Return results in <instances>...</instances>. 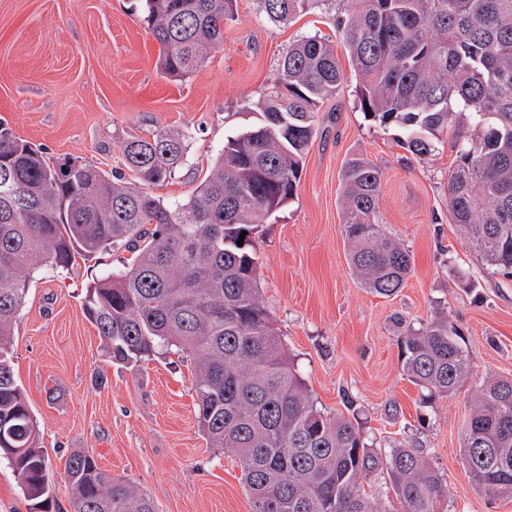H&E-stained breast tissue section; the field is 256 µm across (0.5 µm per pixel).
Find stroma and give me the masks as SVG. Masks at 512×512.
I'll return each mask as SVG.
<instances>
[{
	"label": "stroma",
	"instance_id": "obj_1",
	"mask_svg": "<svg viewBox=\"0 0 512 512\" xmlns=\"http://www.w3.org/2000/svg\"><path fill=\"white\" fill-rule=\"evenodd\" d=\"M133 2L0 0V129L51 159L105 171L120 169L124 141L183 130L184 163L152 188L167 202L187 199L225 136L255 122L291 43L339 39L323 10L283 25L257 0H237L223 43L171 81L156 70L159 45ZM355 85L348 72L320 107L293 199L253 236L261 301L319 409L356 414L378 452L418 449L447 485L448 512H512V499L477 493L461 464L471 384L426 398L405 376L398 343L403 324L445 315L464 339L474 382L512 377V280L486 270L450 222L451 143L413 157L400 128L365 117ZM355 154L380 167L383 230L413 257L390 297L364 288L346 261L340 172ZM130 257L117 245L66 270L35 271L16 320L13 371L40 430L52 512H71L65 465L82 451L138 486L157 512H251L238 458L210 447L198 428L189 357L112 360L83 310L87 286Z\"/></svg>",
	"mask_w": 512,
	"mask_h": 512
}]
</instances>
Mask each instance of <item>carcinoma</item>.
Instances as JSON below:
<instances>
[{
    "label": "carcinoma",
    "instance_id": "carcinoma-1",
    "mask_svg": "<svg viewBox=\"0 0 512 512\" xmlns=\"http://www.w3.org/2000/svg\"><path fill=\"white\" fill-rule=\"evenodd\" d=\"M160 45L156 68L182 80L224 41L236 0H142ZM336 32L358 78L362 111L404 132L415 157L447 135L448 211L494 273L512 279V0H347ZM273 23L333 0H259ZM343 71L332 44L307 36L278 61L259 120L227 138L184 201L150 186L174 176L187 150L178 129L121 147L130 173L57 163L0 132V459L39 512L51 508L48 463L11 348L30 273L123 245L124 269L87 288L84 311L112 359L140 360L172 348L194 368L197 422L211 447L233 453L252 512H382L361 480L384 469L402 512H447L441 474L413 448L380 457L352 419L319 409L262 304L251 230L289 202L317 134L318 104L336 96ZM342 234L361 284L392 296L412 257L381 226V170L348 158L342 173ZM243 245H237L240 236ZM460 334L441 315L400 336L403 372L428 396L455 395L472 377ZM461 462L475 490L512 497V378L473 388ZM71 512H155L151 499L84 452L66 463Z\"/></svg>",
    "mask_w": 512,
    "mask_h": 512
}]
</instances>
